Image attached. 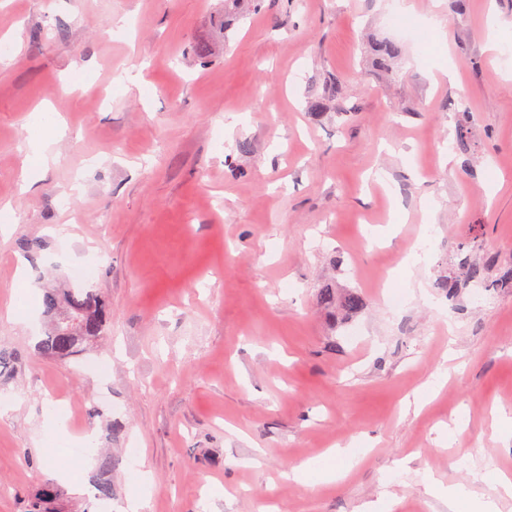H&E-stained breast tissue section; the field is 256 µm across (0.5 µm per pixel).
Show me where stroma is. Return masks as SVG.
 <instances>
[{"instance_id": "1", "label": "stroma", "mask_w": 512, "mask_h": 512, "mask_svg": "<svg viewBox=\"0 0 512 512\" xmlns=\"http://www.w3.org/2000/svg\"><path fill=\"white\" fill-rule=\"evenodd\" d=\"M407 1L0 0V348L21 356L0 379V512L88 432L120 459L92 512L134 494L139 512H448L425 473L478 500L512 475L494 427L512 286L491 304L438 287L483 250L489 278L512 267V0ZM382 40L401 48L387 72ZM40 111L64 134L32 184ZM82 264L107 335L43 358L44 290ZM326 284L363 311L334 324ZM348 444L357 465L328 457ZM306 462L338 481L291 480Z\"/></svg>"}]
</instances>
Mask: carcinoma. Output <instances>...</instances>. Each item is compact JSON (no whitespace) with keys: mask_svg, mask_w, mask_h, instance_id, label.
<instances>
[{"mask_svg":"<svg viewBox=\"0 0 512 512\" xmlns=\"http://www.w3.org/2000/svg\"><path fill=\"white\" fill-rule=\"evenodd\" d=\"M400 47L394 42H384L377 48V66L386 71ZM495 265V258L488 256L477 263L466 262L456 276L438 283V287L450 295L463 284L475 282L480 286L495 288L497 283L488 279L486 271ZM320 303L339 310L346 315H355L364 308L363 297L355 292L338 293L334 288H323ZM48 326L43 338L37 343L40 354L50 360H65L78 356L91 342L105 334L110 318V306L104 299L82 288H51L44 297ZM119 460L112 456L97 454L96 473L92 479L97 498L110 499L115 494L112 471ZM23 512H90L80 503L68 498L52 481H46L32 489L24 497Z\"/></svg>","mask_w":512,"mask_h":512,"instance_id":"1","label":"carcinoma"}]
</instances>
